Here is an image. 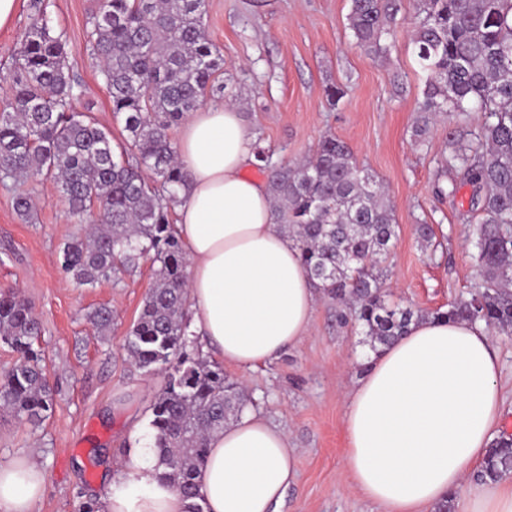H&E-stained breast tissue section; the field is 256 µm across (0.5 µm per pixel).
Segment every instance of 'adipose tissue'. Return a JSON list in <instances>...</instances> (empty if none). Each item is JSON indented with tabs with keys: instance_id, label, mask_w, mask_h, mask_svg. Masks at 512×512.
Instances as JSON below:
<instances>
[{
	"instance_id": "adipose-tissue-1",
	"label": "adipose tissue",
	"mask_w": 512,
	"mask_h": 512,
	"mask_svg": "<svg viewBox=\"0 0 512 512\" xmlns=\"http://www.w3.org/2000/svg\"><path fill=\"white\" fill-rule=\"evenodd\" d=\"M187 180L176 232L189 261L191 332L204 353L243 370L299 345L317 293L267 187L247 173L254 136L237 107L189 113L176 142ZM499 361L483 322L428 318L373 359L348 394L346 467L387 512H421L458 494L460 512H512V471L475 483L503 419ZM197 476L205 512H275L298 477L286 433L248 413L208 438ZM50 475L26 457L0 464V512H32ZM103 512H185L152 464L133 456L101 497Z\"/></svg>"
}]
</instances>
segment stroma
Masks as SVG:
<instances>
[{"instance_id":"stroma-1","label":"stroma","mask_w":512,"mask_h":512,"mask_svg":"<svg viewBox=\"0 0 512 512\" xmlns=\"http://www.w3.org/2000/svg\"><path fill=\"white\" fill-rule=\"evenodd\" d=\"M72 49L70 65L84 95L79 108L112 131L126 134L112 115L108 94L86 51L94 0H45ZM349 0H206L204 22L224 57L219 76L225 99L235 100L255 140L273 162L308 157L332 135L383 182L395 207L398 236L386 263L392 302L416 310L445 309L468 298L479 280L473 227L462 219L472 188L437 198L435 180L451 149L447 121L434 124L425 142L412 129L424 101V83L412 53L413 0H400L380 55L357 48L348 25ZM345 92L330 104L327 87ZM17 183L0 181V288L21 293L42 324L36 343L44 352L54 409L34 426L0 410V462L26 456L51 475L33 512H79L118 480L129 456L154 457L150 403L165 384L127 360L120 344L153 283L151 261L136 272L95 287L73 284L61 267V249L75 227L52 179L28 184L36 219L14 210ZM432 225L435 238L421 247L415 231ZM112 309L107 335L88 321L94 308ZM338 305L319 295L313 329L294 348L252 371L225 367L252 397L251 411L283 428L298 453V481L280 512H385L346 485L344 394L366 369L373 351L354 321L337 318ZM504 404L502 431L512 434V332L494 335Z\"/></svg>"}]
</instances>
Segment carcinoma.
<instances>
[{"label": "carcinoma", "instance_id": "obj_1", "mask_svg": "<svg viewBox=\"0 0 512 512\" xmlns=\"http://www.w3.org/2000/svg\"><path fill=\"white\" fill-rule=\"evenodd\" d=\"M414 53L423 73L425 101L413 136L425 139L438 117L485 114L472 138L452 139L441 162L473 188L471 212L479 216L473 246L480 282L470 298L434 318L482 321L512 330V0H415ZM398 12L396 0H350L355 45L386 51L381 38ZM204 0H97L89 17L86 49L108 91L112 112L135 151L115 152L112 133L76 101L83 84L72 71V49L47 18L44 0H30L29 22L13 66L0 72L10 89L0 110V180H56L77 228L62 248L64 269L78 286L93 287L140 261L159 263L122 349L138 369L166 373L150 411L160 478L204 512L196 474L207 438L250 398L224 376V368L190 347L185 320L187 260L173 211L186 172L178 161L172 126L208 96L224 92L217 74L224 57L209 38ZM257 167L267 173L277 223L299 245L301 260L318 288L355 318L374 351L403 336L420 311L390 302L384 263L396 238L393 206L380 181L356 162L348 145L320 139L302 163L277 165L255 146ZM29 219L36 202L27 191L13 200ZM99 334L112 326V310L89 315ZM41 323L26 300L0 290V341L17 353L0 374V407L20 421L38 423L51 410L45 355L34 348ZM512 469V437L494 441L476 479Z\"/></svg>", "mask_w": 512, "mask_h": 512}]
</instances>
